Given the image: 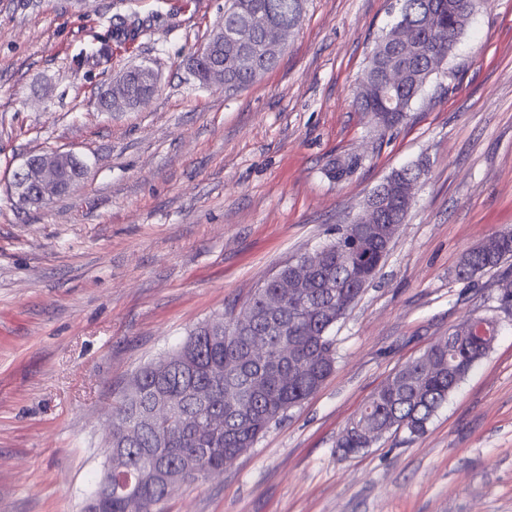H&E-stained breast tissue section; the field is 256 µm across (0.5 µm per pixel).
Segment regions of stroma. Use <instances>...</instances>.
I'll use <instances>...</instances> for the list:
<instances>
[{
    "mask_svg": "<svg viewBox=\"0 0 512 512\" xmlns=\"http://www.w3.org/2000/svg\"><path fill=\"white\" fill-rule=\"evenodd\" d=\"M225 0H0V512H84L108 406L200 323L351 223L392 171L423 164L374 281L336 323L322 387L223 474L165 512H512V261L471 281L463 252L512 225V0H481L442 71L379 135L352 90L395 0H304L275 69L235 92L189 58ZM109 40L100 65L82 52ZM161 77L104 112L127 67ZM72 150L85 180L40 208L13 196L31 154ZM359 155L349 179L326 164ZM500 332L424 435L336 439L395 371L469 317ZM127 71L120 74L108 87L107 104L109 111L135 109L144 105L152 97L151 89L159 85V75L151 67L143 65L138 68L140 80L148 87V91L133 96L126 81Z\"/></svg>",
    "mask_w": 512,
    "mask_h": 512,
    "instance_id": "stroma-1",
    "label": "stroma"
}]
</instances>
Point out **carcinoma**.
<instances>
[{"mask_svg":"<svg viewBox=\"0 0 512 512\" xmlns=\"http://www.w3.org/2000/svg\"><path fill=\"white\" fill-rule=\"evenodd\" d=\"M397 21L383 34L371 51L376 60L365 68L354 91L353 103L374 119L381 133L397 128L407 117L412 103L431 76L440 72L448 57V44L464 34L479 0H399ZM234 11L224 13V27L239 24L256 11L273 14L279 23H300L299 0H235ZM407 24L416 29L420 48L398 54L390 47L389 35ZM238 47L224 40V90H236L253 83V71L271 70L279 54L263 49L252 58V69L236 66ZM407 70L403 87L379 88L392 64ZM361 164L358 156L332 161L326 175L338 182L347 179ZM364 238H353L347 227L336 228V237L319 248L318 269L299 295L305 306L297 309L293 298L270 312L264 297L269 286L257 289L240 310L248 323L234 330L238 315L225 318L224 333L207 336L198 327L175 350L143 367L130 387L112 406V422L134 428L129 441L112 440L110 488H96L92 512H164L169 496L167 477L187 459L198 458L210 476L224 472L227 461L252 447L269 426L290 408L299 405L332 374L335 364L336 310L352 306L375 279L388 251L383 230ZM512 260V228L506 227L484 240L464 256L458 277L471 280L477 275ZM497 322L485 319L481 333L462 340L451 337L426 350L420 357L396 371L364 404L360 413L339 436L336 447L352 455L369 447L362 430L383 435L399 428L421 436L448 395L491 347ZM267 349L258 353L256 338ZM214 366L224 374L211 376ZM160 399L170 400L175 411L149 426L142 424L144 412ZM191 415L196 425L177 430L174 421Z\"/></svg>","mask_w":512,"mask_h":512,"instance_id":"obj_1","label":"carcinoma"}]
</instances>
